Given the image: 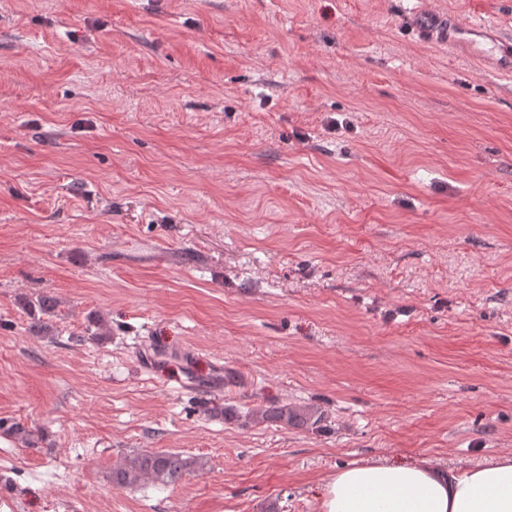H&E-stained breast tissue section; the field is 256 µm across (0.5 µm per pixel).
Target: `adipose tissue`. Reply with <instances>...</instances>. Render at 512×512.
I'll list each match as a JSON object with an SVG mask.
<instances>
[{
	"instance_id": "ef3b65f1",
	"label": "adipose tissue",
	"mask_w": 512,
	"mask_h": 512,
	"mask_svg": "<svg viewBox=\"0 0 512 512\" xmlns=\"http://www.w3.org/2000/svg\"><path fill=\"white\" fill-rule=\"evenodd\" d=\"M321 512H512V457L441 473L429 460H386L338 470L323 486Z\"/></svg>"
}]
</instances>
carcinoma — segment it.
<instances>
[{
	"label": "carcinoma",
	"mask_w": 512,
	"mask_h": 512,
	"mask_svg": "<svg viewBox=\"0 0 512 512\" xmlns=\"http://www.w3.org/2000/svg\"><path fill=\"white\" fill-rule=\"evenodd\" d=\"M254 423L274 421L284 427L306 424L319 426L322 416L314 409H300L282 405L271 409H255L249 414ZM206 462L180 452L166 450L140 452L129 455L112 467V483L120 487H133L150 481L156 486H171L183 477L204 471Z\"/></svg>",
	"instance_id": "obj_1"
}]
</instances>
